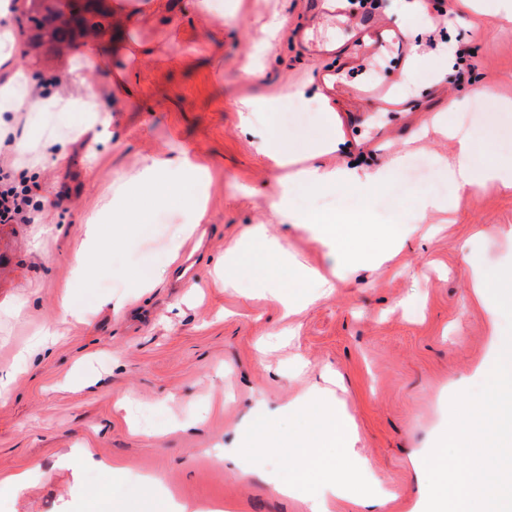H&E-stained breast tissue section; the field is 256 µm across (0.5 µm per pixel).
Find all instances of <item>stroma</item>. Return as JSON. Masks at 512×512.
<instances>
[{"mask_svg":"<svg viewBox=\"0 0 512 512\" xmlns=\"http://www.w3.org/2000/svg\"><path fill=\"white\" fill-rule=\"evenodd\" d=\"M89 16L103 45L105 67L92 82L102 89L113 73L128 91L113 98L111 136L90 161L83 148L63 160L36 165L32 180L44 206L34 223L0 224V478L30 471L27 486L0 493V512H85L88 492L108 498L97 468L121 469L131 505L142 494L138 478L153 476L159 496L199 505L220 503L230 512H308L299 498L281 494L273 463L243 458L213 460L215 449L240 447L257 415L282 418L289 404L321 373L336 374V395L356 432V448L371 462L366 475L384 492L377 512H417L424 458L448 425V397L480 386L485 361L504 318H491L474 297L466 260L487 269L512 255V192L471 191L449 213H430L397 257L342 275L334 291L308 289L294 314L256 285L263 260L244 253L250 276L238 290L219 285L216 262L242 233L263 225L289 258L329 273L325 249L304 229L283 224L271 204L281 171L265 146L277 138L297 153L320 136L323 119L282 126L280 114L256 112L243 122V100L287 99L322 86L327 70H343L352 83L377 81L394 64L391 54L352 61L341 32L328 25L314 0H224L223 20L205 21L197 0H167V8L137 32L139 57L116 51L117 25L109 0ZM456 0L417 14L401 0H378L376 16L391 28L418 29L412 43L414 82L394 96L396 112L336 90L338 151L321 157L334 168L356 163L382 167L395 157H424L432 178L453 152L429 121L449 99L448 122L460 123L474 102L490 126L484 143L512 139V22L468 14L449 26ZM37 11L25 0L16 19L20 62L37 91H65L76 42L31 43ZM287 16L269 55L256 49L270 16ZM176 26L180 47L162 33ZM331 45L313 56L301 32ZM468 50L471 69L449 68L429 86L441 42ZM188 152L208 167L207 217L187 241L178 236L186 216L175 204L154 207L149 223L120 230L101 221L112 244L93 256L87 277L72 276L84 219L112 202V186L132 180L149 158ZM424 188L400 168L392 191L379 196V218L404 220ZM134 279H153L145 295ZM83 310L63 315L62 300ZM56 332L48 349L29 352L36 334ZM26 362H19L20 353Z\"/></svg>","mask_w":512,"mask_h":512,"instance_id":"obj_1","label":"stroma"}]
</instances>
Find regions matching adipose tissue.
I'll use <instances>...</instances> for the list:
<instances>
[{
    "label": "adipose tissue",
    "mask_w": 512,
    "mask_h": 512,
    "mask_svg": "<svg viewBox=\"0 0 512 512\" xmlns=\"http://www.w3.org/2000/svg\"><path fill=\"white\" fill-rule=\"evenodd\" d=\"M15 7V0H0V131L14 134L15 142L11 149L19 152L25 147V138L16 132L14 113H54L69 118V135L49 137L43 141L44 152L61 158L70 144H83L91 137L100 138L111 125L106 102L91 87L95 68L103 63L102 47L96 39L89 38L80 53L74 56L65 75V81L71 87L70 93L40 94L35 91L27 69L18 61L19 46L11 24ZM312 104L324 116L325 131L316 143L309 146L303 165H298L297 170L284 181L276 210L288 223L304 226L311 232L333 253L340 266L348 267L361 260L388 259L403 236L375 223L372 198L393 188L395 175L406 159L398 157L391 165L373 172L347 167L329 169L319 165L318 157L334 150L338 142L336 115L324 93H317ZM448 139L453 148V160L443 169L448 192L420 196L411 212V223H420L430 211L451 208L455 200L476 188L492 186L512 191V152L496 148L491 158H483L477 153L473 132L454 126L448 129ZM208 179L207 168L188 156L149 159L138 179L116 182L112 196V221L116 224L131 220L144 223L148 208H141L134 215L127 203L146 189L152 195L153 204L173 201L183 204L190 213L183 232L192 234L197 224L206 218L204 198L193 195L192 190L205 188ZM300 188L315 196L330 195L342 188L361 200L362 206L358 212L345 215L302 210L295 203V193ZM371 237L379 239L378 248H366L365 242ZM468 275L474 295L491 316L512 312V256L505 258L492 271L486 270L478 259H470ZM262 285L275 299L290 305L299 299L302 290L318 288L327 292L332 290L334 283L305 266L296 265L292 267L287 283H280L276 275L270 273L263 278Z\"/></svg>",
    "instance_id": "1"
}]
</instances>
